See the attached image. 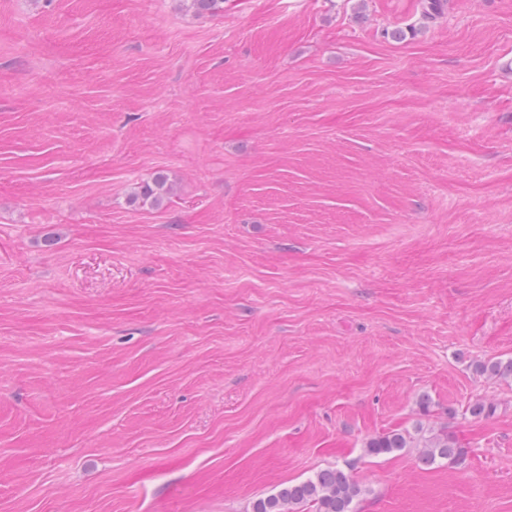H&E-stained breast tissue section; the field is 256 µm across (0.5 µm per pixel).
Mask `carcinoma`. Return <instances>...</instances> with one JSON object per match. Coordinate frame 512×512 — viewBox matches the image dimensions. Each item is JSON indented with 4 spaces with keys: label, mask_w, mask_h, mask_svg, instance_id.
<instances>
[{
    "label": "carcinoma",
    "mask_w": 512,
    "mask_h": 512,
    "mask_svg": "<svg viewBox=\"0 0 512 512\" xmlns=\"http://www.w3.org/2000/svg\"><path fill=\"white\" fill-rule=\"evenodd\" d=\"M180 6L197 14H214L224 10V0H180ZM447 6L448 0H424L422 17L433 22ZM167 193L168 178L158 174L139 187L135 198L158 205ZM476 370L492 378L512 380V358L480 362ZM400 448L422 449L419 459L426 466L451 463L463 454L456 436L446 430L426 436L407 429H395L370 438L364 452L377 457ZM361 494L362 488L350 472L336 465L320 470L303 481L282 485L276 492L254 500L250 512H297L304 506L312 508V512H353L352 503Z\"/></svg>",
    "instance_id": "cac0c4a2"
}]
</instances>
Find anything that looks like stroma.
<instances>
[{
  "label": "stroma",
  "mask_w": 512,
  "mask_h": 512,
  "mask_svg": "<svg viewBox=\"0 0 512 512\" xmlns=\"http://www.w3.org/2000/svg\"><path fill=\"white\" fill-rule=\"evenodd\" d=\"M421 11L0 0V512H512V0ZM168 178L163 174H157L151 181L143 183L134 196L140 199L142 203L151 205L160 204L167 193H169ZM416 434L408 429H395L384 435L370 438L365 445L364 452L369 456H380L400 448H424L419 456L426 466H434L443 462H455L462 454L463 449L456 436L441 430L431 435ZM361 494L350 472L336 465L306 480L281 485L275 493L254 500L250 512H295L304 506L312 512H353L351 505Z\"/></svg>",
  "instance_id": "stroma-1"
}]
</instances>
